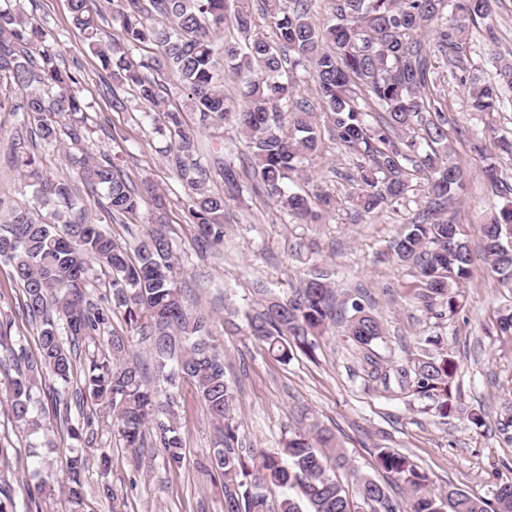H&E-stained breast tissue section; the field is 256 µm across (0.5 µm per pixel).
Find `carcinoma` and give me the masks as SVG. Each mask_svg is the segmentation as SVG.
Instances as JSON below:
<instances>
[{"mask_svg": "<svg viewBox=\"0 0 512 512\" xmlns=\"http://www.w3.org/2000/svg\"><path fill=\"white\" fill-rule=\"evenodd\" d=\"M249 0H107L123 40H102L104 19L98 0H69L72 21L84 43L109 77L127 84L148 102L168 129L169 152L179 180L187 189V223L207 245L224 241L228 201L240 191L239 174L213 155L224 177V192L211 191L196 159L194 133L183 125L182 112L161 94L158 75L171 74L187 92L188 106L205 117L233 121L246 138L250 173L267 195L301 223L315 222L319 213L307 196L286 190L299 163L320 149L321 139L310 117L314 105L296 100L286 71L302 67L311 73L316 100L330 115L335 140L362 159L353 198L355 212L371 214L405 198L411 176L423 174L428 200L406 232L395 242L398 259L416 268L424 284L427 306L440 305L439 316L458 312L456 288L470 275L472 256L462 227L448 218L462 188L463 172L448 146L447 109L433 96L434 57L454 64L465 59L471 27L487 18L489 0H338L335 20L314 19L313 0H260L262 16L277 40L254 32ZM241 39H215L227 16ZM154 44L158 55L134 59L129 48ZM244 83L242 103L224 94L221 72ZM499 79L470 78L474 112L498 111L504 93L512 92V62L501 60ZM81 71L59 62L46 44L37 20L12 7L0 6V113L16 121L20 142L12 143L3 161L20 172L32 188V205L10 207L0 214V259L12 264L24 294L27 316L39 321L33 350L19 348L16 360L24 370L7 380L6 402L12 419L34 434L43 423L34 415V392L45 375L67 386L77 375L76 342L97 336L115 312L140 325L149 341L153 369L170 388L190 382L213 420L223 425L221 447L213 450L209 470L224 483V512H269L272 488H299L302 500L283 498L279 512H357L353 499L334 470L347 458L333 433L317 422L291 432L283 454L262 456L249 468L251 449L238 436L237 397L224 371V347L213 335L208 316L193 314L177 285L172 243L162 227L138 239L134 252L86 220L85 198L70 180L48 179L26 150H53L66 135L81 150L86 138L83 120L63 127L60 119L83 112ZM364 105H359V102ZM378 113L371 123L368 112ZM76 178L86 194L106 199L103 218L112 223L134 219L154 197V189L131 187L115 162L74 158ZM487 275L512 294V204L492 211L484 224ZM111 273L110 300L85 301L84 286L92 265ZM343 321L357 346L371 381L396 396L409 392H451L455 362L451 358L420 359L395 366L377 351L385 332L358 300ZM62 317L58 322L54 315ZM336 295L326 275L316 274L285 300H272L246 314L250 336L268 354L288 361L295 350L312 349L310 337L322 335L338 322ZM127 340L117 331L104 350L83 361V382L75 394L82 402L112 413L126 447H143L153 431L172 467L184 460L183 440L174 421L172 396L158 398L144 380L143 367L129 359ZM381 467L403 481L411 494V512H512V480L499 484L493 501L460 488L436 492L425 474L390 448L378 449ZM87 458L75 453L66 462L68 501L81 506ZM359 495L370 512H402L388 490L362 476Z\"/></svg>", "mask_w": 512, "mask_h": 512, "instance_id": "carcinoma-1", "label": "carcinoma"}]
</instances>
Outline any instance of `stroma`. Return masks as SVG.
Segmentation results:
<instances>
[{
  "label": "stroma",
  "mask_w": 512,
  "mask_h": 512,
  "mask_svg": "<svg viewBox=\"0 0 512 512\" xmlns=\"http://www.w3.org/2000/svg\"><path fill=\"white\" fill-rule=\"evenodd\" d=\"M12 7L39 20L49 32L48 43L63 65L82 72L81 95L87 105L85 142L88 158L118 157L135 185L151 183L165 204V230L188 306L207 313L214 334L224 347L226 376L236 390L238 435L257 454L282 452L285 441L298 427L301 415L329 428L344 449L349 465L336 476L356 493L359 476L387 484L391 481L379 465L377 449L387 447L405 456L424 472L431 488L455 486L492 498L498 484L512 480V446L499 430L502 407L512 402V335H501L499 310L512 297L499 294L488 278L483 261V215L507 203L502 186L512 187V158L472 150L489 128L512 139V98L498 112L482 115L469 106L467 74L496 81L498 59L512 58V0H490L489 17L473 28L465 68L445 60L436 62L435 92L448 109L449 144L464 172L455 221L468 240L473 263L471 275L458 288L460 309L439 317L418 298L420 278L414 268L398 260L392 245L424 200L420 178L405 199L377 213L355 218L349 196L359 160L334 139L323 112L314 122L321 134L319 152L306 156L291 191L328 193L336 208L319 224H299L275 199L241 178V193L230 204L231 222L224 241L202 245L194 225L186 221L187 198L169 156L170 138L150 117V108L129 86L114 91L126 107L112 110L103 94L108 79L98 59L86 48L72 24L68 0H12ZM164 97L183 108L186 126L195 130L202 146L200 163L207 186L223 191L224 178L210 159L214 150L241 169L248 154L246 140L230 123H205L199 113L185 110V94L176 78L163 80ZM496 162L500 180L482 176ZM329 272L337 299L364 293L371 313L382 324L387 343L381 353L389 360L410 365L425 355L450 356L456 363L451 409L441 413V397L415 393L393 397L370 381L360 355L340 328L315 337V354L295 353L286 363L268 355L245 331L228 333L224 319L236 311L238 324L256 308L257 286L268 294L285 296L290 288L314 271ZM23 293L7 261H0V321H10L11 344L35 349L37 326L22 308ZM159 396L174 395L176 425L182 436L185 460L169 467L154 441L131 450L116 426L106 417H94L82 440H74L60 419L69 411L72 422L92 415L93 408L76 402L73 388H59L46 379L34 394L35 408L44 423L42 431L19 428L0 404V444L9 449L0 459V490L7 492L15 512H70L63 487L65 462L74 448L87 456L83 474L85 495L80 512H224V487L205 464L221 438V427L190 386L169 391L151 379ZM481 424H473V415ZM111 459L109 471L98 465L100 453ZM51 479V496L30 500L37 476ZM114 496H107L105 487Z\"/></svg>",
  "instance_id": "35a3bbf8"
}]
</instances>
